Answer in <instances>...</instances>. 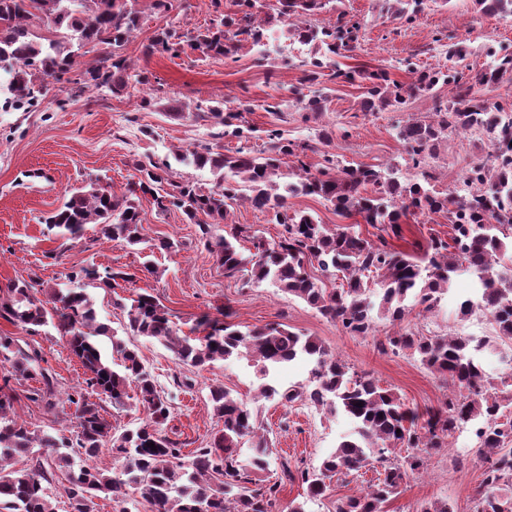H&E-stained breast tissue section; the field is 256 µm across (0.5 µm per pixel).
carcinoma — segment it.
Here are the masks:
<instances>
[{"label":"carcinoma","instance_id":"carcinoma-1","mask_svg":"<svg viewBox=\"0 0 512 512\" xmlns=\"http://www.w3.org/2000/svg\"><path fill=\"white\" fill-rule=\"evenodd\" d=\"M392 15L407 22L414 19L422 0H392ZM257 0H232L233 10H221L222 0H211L217 12L209 25L186 32L163 28L142 45V55L178 56L187 51L206 58L235 60L249 44L259 59L269 60L263 49L266 31L288 28L291 38L315 47L306 62L304 81L315 84L331 69L340 83H367L360 111L377 112L401 108L416 96L443 85L452 86L449 100L438 106L436 119H416L399 130V138L417 166L427 152L448 132L481 131L492 145L489 157L470 167L465 195H440L416 179L400 181L390 167L346 166L325 157L326 166L311 172L300 166L283 170L288 157H299L307 145H299L276 129L267 131V147L256 154L247 147L232 156L219 152L218 140H245L242 113L252 111L247 101L225 110L197 106L223 126L217 142L191 152L186 161L197 167L210 166L215 187L204 192L191 184L169 180L170 164L151 158L138 164L141 178L117 196L110 186L77 190L44 220L47 231L76 239L87 224L99 225V233L127 246L143 242L140 228L144 218L139 195H148L160 211L172 207L199 225L209 257L224 275L249 271L251 280H271L282 291L304 300L324 318L340 325L352 336L373 331V309L394 324L410 312L408 300L432 312L458 275L468 276L476 291L459 299L458 310L468 316L480 310L496 324L498 338L512 341V277L499 269L502 258L512 255V114L474 94L477 83L495 84L512 76V54H504L475 76L463 71H420L410 60L406 70L414 75L409 84L391 78L384 68L365 66L342 69L335 57H349L359 44L360 21L342 17L331 27L306 23L311 13L325 6L324 0H277L274 13L260 17ZM486 15H512V0H475ZM41 20L47 34L35 32L27 20ZM137 12L126 0H0V69L7 79L0 82L3 105L0 112L35 106L48 93V80L108 91L114 96L128 93L133 85L149 82L141 70L117 53L139 28ZM91 45L112 48L99 65L75 69L76 49ZM171 190L160 193L162 184ZM317 196L329 203L344 219L361 221L379 231L377 240L362 233L319 222L312 214L293 210L288 197ZM246 202L266 211L282 227L270 242L247 224H232L235 207ZM209 218L201 221L199 215ZM441 214L451 224V241L432 237L420 253L388 246L387 238L401 237L402 225L418 215ZM214 224L229 231L212 233ZM251 244L249 255L239 249L240 241ZM316 267L320 275L311 272ZM69 283L85 281L98 288H114L118 281L132 282L136 273L99 270L94 266L65 275ZM341 281L338 288L325 281ZM0 317L18 323L36 335L52 327L65 340L86 371L85 387L68 395L76 407L75 440L64 442L50 435L36 438L26 422L10 415L18 395L0 391V512H53L49 486L55 471L71 469L75 459L86 461L79 473L68 478L64 492L69 512H98L99 500L110 498L121 505L127 487L136 488L148 512H276L279 484H265L259 473L268 468L271 453L259 433L257 417L248 403L217 386L210 389L209 402L222 427L209 445L192 454L163 433L170 414L165 393L158 390L138 352L108 327L96 322V313L86 288L45 290L37 282L17 279L0 287ZM203 315L195 336H179L173 330L169 309L154 295L144 292L132 300L123 332L163 343L182 364L204 367L217 360L246 358L258 372L298 358L310 364L308 383L278 389L260 387V397L282 404L306 402L330 413L338 411L356 424V436L343 439L335 451L312 468L292 473L301 480L310 499L323 498L331 482L344 481L363 470H381V477L359 493L336 500V512H386L390 500L399 495L410 476L427 469L432 455L451 446V438L471 422L482 426L475 432L478 454L486 466L484 492L473 512H512V389L506 382L494 384L483 367L480 353L486 340L466 336H425L412 330L399 331L378 344L384 354L411 352L433 374L449 382L454 392L435 408L419 412L408 407L389 388L368 374H359L320 340L302 336L280 323L243 331L229 321ZM107 336L120 360L116 370L102 355L95 341ZM37 358L14 346L9 336H0V363L19 377L38 375L43 386L27 391L34 403L53 405V377L36 370ZM135 383L137 396L129 402L127 385ZM103 395L118 410H134L145 419L134 429L120 430L108 421L90 393ZM363 406H358V403ZM47 449V453L40 449ZM121 463L108 470L88 461L102 449ZM405 449L396 456L393 450ZM17 456L35 463L28 468L7 467Z\"/></svg>","mask_w":512,"mask_h":512}]
</instances>
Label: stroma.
Listing matches in <instances>:
<instances>
[{"mask_svg":"<svg viewBox=\"0 0 512 512\" xmlns=\"http://www.w3.org/2000/svg\"><path fill=\"white\" fill-rule=\"evenodd\" d=\"M128 5L139 11L141 25L125 44L123 54L135 68L147 71L149 84L124 97L55 84L37 109L0 112V285L31 277L42 288L52 289L64 283L66 274L90 265L101 270H126L136 273L134 282L114 289L89 290L98 322L110 329L122 330L127 305L143 291L161 300L170 311L174 330L184 335L190 333L201 314L216 316L228 309L233 322L244 330L276 322L318 337L350 367L369 373L381 386L394 388L410 408L422 411L437 405L448 394L449 385L412 356L378 351V343L395 330L389 321L376 320L368 336H352L270 282L257 283L241 274L225 276L206 253L198 225L189 223L180 209L161 212L151 198L141 199L144 239L151 242L170 237L179 243L175 251L158 250L150 257L101 237L97 225H85L81 238L71 241L48 234L40 219L75 189L91 183L124 192L127 183L136 180L139 163L149 157L168 161L174 181L205 191L212 189L215 179L209 170L180 162L179 157L212 142L218 130L212 119L204 117L203 107L217 103L228 107L237 97L252 103L245 119L255 129L249 141L253 150H262L266 130L278 129L288 139L308 144L301 159L310 169H319L328 155L344 165H394L404 178L427 172L430 188L442 193L465 192L466 171L489 151L487 136H448L420 168H413L398 132L408 121L432 119L436 99H449V88L413 99L402 110L363 112L359 109L362 83H338L326 76L315 85L304 82L302 63L308 57L304 51L283 52L262 67L246 48L237 62L228 66L190 52L147 60L141 45L156 29L183 30L209 23L215 16L211 0H172L170 11L163 15L150 13L149 0H128ZM342 13L363 25L350 66L386 68L393 79L403 83L411 82L412 76L398 69L400 60L412 59L424 70L450 69L454 62L446 46L459 40L467 46L466 62L474 74L488 68L494 55L512 53V16L481 14L473 0H448L444 5L427 0L410 24L393 19L385 0H330L311 21L328 27ZM158 87L181 101V116H171L164 102H153ZM317 92L328 99L326 111H300L297 94ZM144 97L151 98L150 106H141ZM274 98L284 101L283 112L265 111V101ZM324 128L333 132L331 143L318 139L319 130ZM450 231L442 215L422 216L405 224L401 238L392 239L391 245L410 252L415 243H427L433 236L447 237ZM148 258L159 268L158 276L140 274L139 268ZM468 291L466 280H455L434 313L412 311L404 328L427 336L447 333L489 341V348L482 353L488 373L495 378L512 376V342L497 339L492 318L480 311L465 318L458 314L454 299ZM0 336L12 337L25 351L38 352L39 366L54 378L56 398L50 409L23 398L22 392L31 388V381L10 380V388L19 395L14 407L21 419L35 434L47 432L66 441L75 439L77 420L67 396L85 378L80 361L50 327L33 335L21 325L0 318ZM126 342L137 350L167 396L170 415L163 431L184 442L185 452L207 446L219 428L208 400L210 388L228 387L250 403L272 449L265 477L281 484V512H286L293 501L303 503L306 512H335L337 499L356 494L360 486L375 479V472L370 471L334 485L322 499L308 500L301 482H282L281 467L317 465L354 432L349 418L324 413L303 402L288 406L260 398L258 389L264 378L246 361L232 358L197 368L177 363L156 340L130 336ZM458 438L461 453L447 450L433 456L428 469L411 477L389 502L388 512H419L422 505L437 499L448 501L454 512H472L482 490L484 463L476 451L473 433L464 429Z\"/></svg>","mask_w":512,"mask_h":512,"instance_id":"stroma-1","label":"stroma"}]
</instances>
